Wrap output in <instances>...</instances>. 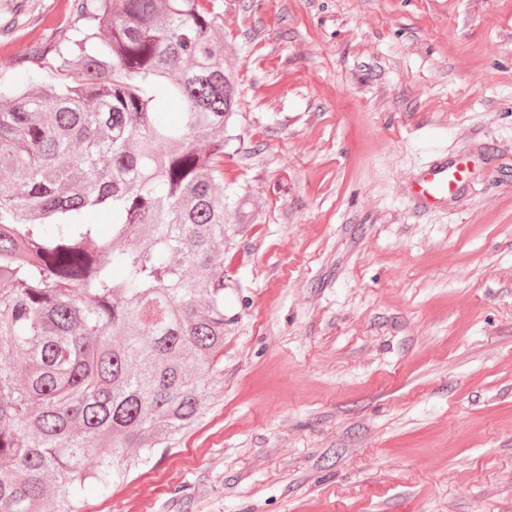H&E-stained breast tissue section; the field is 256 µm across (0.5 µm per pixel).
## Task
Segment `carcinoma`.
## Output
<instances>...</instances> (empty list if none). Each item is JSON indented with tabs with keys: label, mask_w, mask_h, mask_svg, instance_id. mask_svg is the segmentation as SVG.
I'll return each mask as SVG.
<instances>
[{
	"label": "carcinoma",
	"mask_w": 512,
	"mask_h": 512,
	"mask_svg": "<svg viewBox=\"0 0 512 512\" xmlns=\"http://www.w3.org/2000/svg\"><path fill=\"white\" fill-rule=\"evenodd\" d=\"M218 2L74 0L0 75V512H82L85 484L214 404L236 107Z\"/></svg>",
	"instance_id": "obj_1"
}]
</instances>
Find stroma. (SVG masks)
<instances>
[{"mask_svg": "<svg viewBox=\"0 0 512 512\" xmlns=\"http://www.w3.org/2000/svg\"><path fill=\"white\" fill-rule=\"evenodd\" d=\"M220 11L221 392L83 512H512V0ZM68 22L31 0L0 71ZM456 172L448 170V162L429 166L415 181L412 194L415 202L424 208L442 207L448 203L457 184Z\"/></svg>", "mask_w": 512, "mask_h": 512, "instance_id": "obj_1", "label": "stroma"}]
</instances>
